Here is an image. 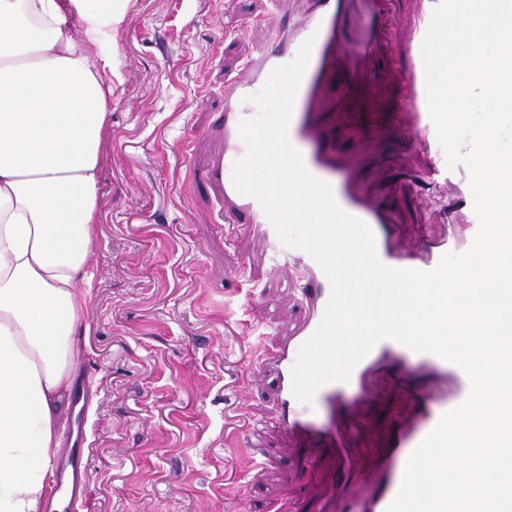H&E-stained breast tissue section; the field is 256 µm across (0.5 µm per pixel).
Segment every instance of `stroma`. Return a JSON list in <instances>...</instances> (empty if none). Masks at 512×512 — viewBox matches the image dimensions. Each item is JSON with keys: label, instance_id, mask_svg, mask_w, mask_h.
I'll use <instances>...</instances> for the list:
<instances>
[{"label": "stroma", "instance_id": "35a3bbf8", "mask_svg": "<svg viewBox=\"0 0 512 512\" xmlns=\"http://www.w3.org/2000/svg\"><path fill=\"white\" fill-rule=\"evenodd\" d=\"M427 9V0H390L380 13L354 0L353 18H378L389 36L361 65L351 122L323 119L328 144L360 162L409 245L423 228L443 231L454 194L446 177H426L434 151L406 153L393 123L407 92L406 45ZM94 36L111 47L114 76L90 332L77 359L93 400L83 416L81 512H274L280 502L288 512H323L327 489L341 481L333 461L307 469L309 449L286 446L268 419L273 384H248L242 370L247 292L263 290L267 318L283 332L302 315L303 283L272 270L276 248L256 230L219 223L205 193H187L181 163L244 62L268 48L264 2L129 0L123 20L99 24ZM379 392L352 441L366 463L408 413L387 380ZM252 421L262 425L259 448L246 440Z\"/></svg>", "mask_w": 512, "mask_h": 512}]
</instances>
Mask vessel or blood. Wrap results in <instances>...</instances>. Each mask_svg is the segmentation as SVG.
<instances>
[{"label": "vessel or blood", "instance_id": "1", "mask_svg": "<svg viewBox=\"0 0 512 512\" xmlns=\"http://www.w3.org/2000/svg\"><path fill=\"white\" fill-rule=\"evenodd\" d=\"M347 2L310 0L305 20L300 25L288 27L278 19V0H272L265 17L274 39L267 53L248 61L242 76L226 89L219 129L213 133H201L195 147L183 154L182 165L190 173L186 190L191 193L199 188L205 189L218 204L226 206L227 223L258 225L267 239L276 240L275 229L258 201L241 195L233 185L234 163L246 152L238 126L242 119L251 115L246 96L259 92L271 71L292 61L301 44L310 38L314 45L288 128L292 144L301 153L306 169L330 184L339 206L370 226L375 235L378 257L385 265L430 270L438 265L444 254L465 252L474 240L479 220L471 210L473 197L470 186L462 185L459 193L460 202L468 209L460 234L422 244L418 251L412 252L396 241L393 213L365 191L358 177L349 172L347 164L337 157L334 150L322 144L318 104L325 86L336 82L337 59H345L347 83L355 85L362 75L364 56L386 35L384 28L373 26L365 29L361 38L344 41L342 32ZM429 22V17H422L409 46L407 96L400 113L411 116L412 121L402 125L400 133L410 151L417 143L433 144L437 141L427 106L422 60V42ZM287 257L292 266L303 273L305 316L287 336L281 337L274 348H266L262 336H255L250 350L248 376L252 379L269 377L275 381L277 412L285 440L319 448L318 454L309 458V466L321 465L323 451H330L342 475L357 485L356 495L342 505L344 512H387L401 487L410 454L432 431L442 414L466 399L470 391L468 377L460 367L436 355L416 353L396 341L384 340L354 367L348 381L326 383L318 389L312 403L299 402L292 393L291 371L301 345L321 321L330 286L308 253L292 249ZM405 360L415 361L421 369L440 378L441 384L427 391L408 387L401 378H394V388L403 401L414 404L416 412L409 422L400 424L392 432L388 451L374 459L371 469H364L349 451L353 435L361 431L358 422L353 421L340 428L334 426L332 416L347 407L357 411L368 405L376 395L372 376Z\"/></svg>", "mask_w": 512, "mask_h": 512}]
</instances>
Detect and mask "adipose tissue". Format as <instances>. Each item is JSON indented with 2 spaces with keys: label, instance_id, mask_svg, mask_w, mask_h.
Masks as SVG:
<instances>
[{
  "label": "adipose tissue",
  "instance_id": "obj_1",
  "mask_svg": "<svg viewBox=\"0 0 512 512\" xmlns=\"http://www.w3.org/2000/svg\"><path fill=\"white\" fill-rule=\"evenodd\" d=\"M123 17L124 0H0V512L46 506L90 312L112 77L73 21Z\"/></svg>",
  "mask_w": 512,
  "mask_h": 512
}]
</instances>
